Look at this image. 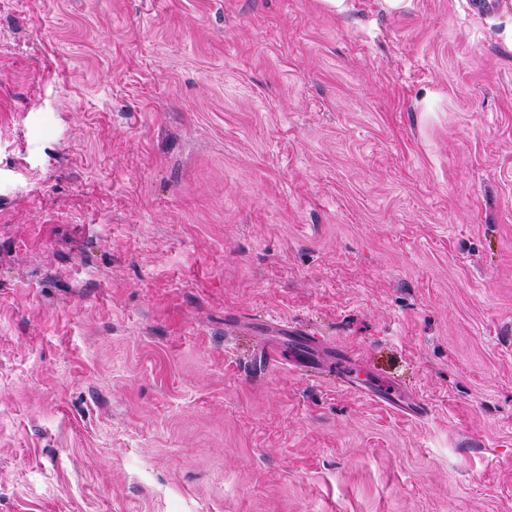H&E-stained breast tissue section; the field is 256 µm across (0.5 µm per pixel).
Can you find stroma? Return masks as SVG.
I'll list each match as a JSON object with an SVG mask.
<instances>
[{
  "instance_id": "stroma-1",
  "label": "stroma",
  "mask_w": 512,
  "mask_h": 512,
  "mask_svg": "<svg viewBox=\"0 0 512 512\" xmlns=\"http://www.w3.org/2000/svg\"><path fill=\"white\" fill-rule=\"evenodd\" d=\"M510 18L0 0V512H512ZM282 343L267 350V358L271 362H288V354L302 368H313L320 361L316 356L315 346L300 336H283ZM334 354L335 353H333V358L336 357V360L339 363L340 368L342 369L341 375L339 377L341 383L352 386V387H357L361 391L366 392L368 394H371L372 396L379 398L382 402H384V403L390 405L391 407H394L400 411H410V412L415 411L408 405H406V407H405L404 404H402V402L399 400L400 390L390 383L379 384V385H377V388L361 386V385L357 384V382L354 381L353 379H351L350 375L348 374V372L351 370L352 365H353L350 355L343 351L337 352L336 356Z\"/></svg>"
}]
</instances>
